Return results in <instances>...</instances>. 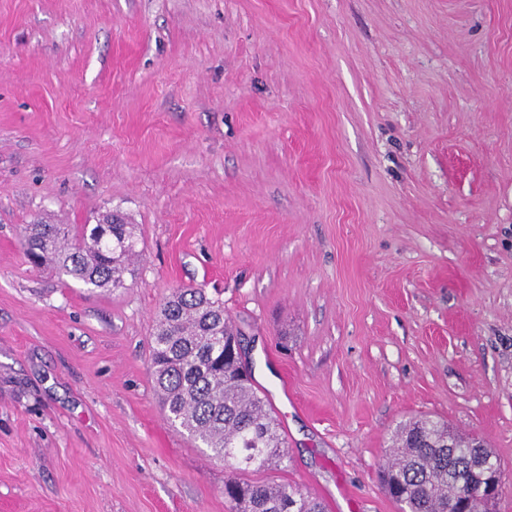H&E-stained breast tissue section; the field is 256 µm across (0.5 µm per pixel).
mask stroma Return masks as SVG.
I'll list each match as a JSON object with an SVG mask.
<instances>
[{
  "instance_id": "stroma-1",
  "label": "stroma",
  "mask_w": 512,
  "mask_h": 512,
  "mask_svg": "<svg viewBox=\"0 0 512 512\" xmlns=\"http://www.w3.org/2000/svg\"><path fill=\"white\" fill-rule=\"evenodd\" d=\"M87 290L19 248L107 211ZM176 288L220 294L325 512H399L420 415L512 512V0H0V512H231L150 373ZM111 234L103 239L87 235L84 227L70 236L61 224H29L20 244L25 257L35 265H49L60 276L82 282L87 288L109 290L123 286V275L140 256L134 226L111 213L103 220Z\"/></svg>"
}]
</instances>
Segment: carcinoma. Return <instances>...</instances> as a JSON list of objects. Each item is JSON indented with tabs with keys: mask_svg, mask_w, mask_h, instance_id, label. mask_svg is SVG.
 Here are the masks:
<instances>
[{
	"mask_svg": "<svg viewBox=\"0 0 512 512\" xmlns=\"http://www.w3.org/2000/svg\"><path fill=\"white\" fill-rule=\"evenodd\" d=\"M111 234L78 236L59 224H29L20 244L35 265H49L90 289L123 286V275L140 256L134 226L111 213L104 219ZM224 301L201 288H176L162 303L154 334L152 375L162 409L172 425L226 462L231 473L224 495L233 512H324L322 504L288 482L270 483L244 477L280 465L285 441L273 412L252 379L241 375L224 351L219 336H232ZM485 452L481 440L457 435L448 423L422 417L400 428L394 454L383 468L385 492L402 512H448L456 500L467 512H491L502 491L504 470L475 475L474 457ZM482 483L492 493L476 497L469 486Z\"/></svg>",
	"mask_w": 512,
	"mask_h": 512,
	"instance_id": "1",
	"label": "carcinoma"
}]
</instances>
